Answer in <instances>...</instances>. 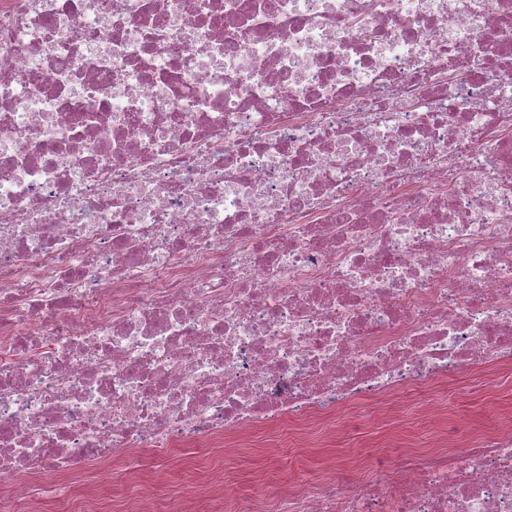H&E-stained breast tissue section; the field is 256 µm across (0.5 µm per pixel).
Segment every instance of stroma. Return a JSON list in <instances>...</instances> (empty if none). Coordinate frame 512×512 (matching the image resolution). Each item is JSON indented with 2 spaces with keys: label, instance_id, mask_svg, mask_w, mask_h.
<instances>
[{
  "label": "stroma",
  "instance_id": "1",
  "mask_svg": "<svg viewBox=\"0 0 512 512\" xmlns=\"http://www.w3.org/2000/svg\"><path fill=\"white\" fill-rule=\"evenodd\" d=\"M511 408L512 379L483 382L467 375L447 386L436 385L427 398L409 395L382 412L368 404L354 419L338 413L334 420L320 425L319 445L307 451L309 466L314 470L333 467L348 477L357 459L365 460L370 467L395 463L403 449V435L386 426V419L392 417L417 423L423 443L445 438L461 442L492 428ZM232 458L241 484L251 485L258 480L276 483L284 475L288 451L275 442L260 447L243 443L234 449ZM132 462L142 476L158 477L159 489L176 496L186 512H196L204 502L220 495V484L215 479L200 489L188 486L186 453H173L160 463L145 448L134 454Z\"/></svg>",
  "mask_w": 512,
  "mask_h": 512
}]
</instances>
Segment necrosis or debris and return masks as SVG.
I'll return each mask as SVG.
<instances>
[{"label":"necrosis or debris","mask_w":512,"mask_h":512,"mask_svg":"<svg viewBox=\"0 0 512 512\" xmlns=\"http://www.w3.org/2000/svg\"><path fill=\"white\" fill-rule=\"evenodd\" d=\"M512 375V0H0V512L149 448ZM205 512H512V423Z\"/></svg>","instance_id":"4bbe7bcc"}]
</instances>
